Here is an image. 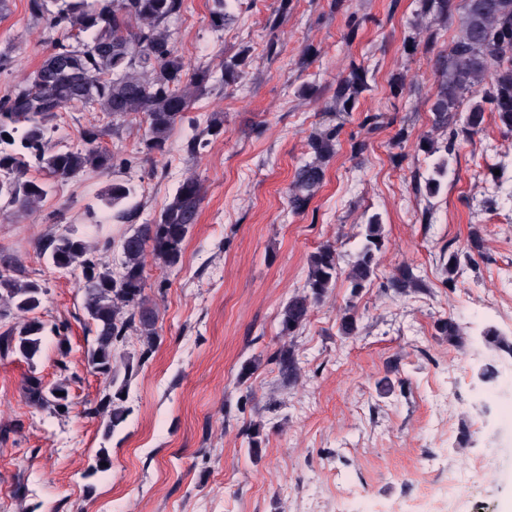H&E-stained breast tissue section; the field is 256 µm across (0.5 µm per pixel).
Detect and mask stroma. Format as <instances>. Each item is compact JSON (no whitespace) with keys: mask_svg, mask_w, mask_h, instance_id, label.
Segmentation results:
<instances>
[{"mask_svg":"<svg viewBox=\"0 0 512 512\" xmlns=\"http://www.w3.org/2000/svg\"><path fill=\"white\" fill-rule=\"evenodd\" d=\"M243 0L222 30L213 0H184L172 40L187 62L220 70L248 51L237 86L214 85L173 129L164 155H146V124L74 106L48 126L49 143L82 148L96 126L113 166L53 184L35 208L0 207V267L46 289L39 311L50 330L35 363L0 356V512H396L436 498L456 469L463 512L512 507V358L487 348L486 327L512 337V132L493 113L468 138L434 128L437 79L428 54L403 49L421 33L434 50L460 31V6L447 20L422 15L419 0ZM46 19L29 0L0 11V96L33 76L51 51ZM315 55H308V48ZM367 87L353 111L329 112L350 63ZM380 117L379 128L365 117ZM218 119L224 133L196 154L183 146ZM339 126L335 156L303 214L288 206L296 168L311 157L312 132ZM453 142L439 194L425 181L434 156L423 142ZM203 187L196 224L172 268L147 260L145 294L159 339L142 357L129 337L114 368L125 380L126 421L104 438L95 408L106 381L87 363L93 341L77 275L44 251L53 236L83 237L102 264L119 270L118 242L152 222L184 178ZM131 183L133 221L100 223L112 181ZM385 228L372 282L352 293L345 279L318 301L307 326L281 336L278 313L302 291L309 257L335 244L350 263L371 216ZM462 257L447 285L449 248ZM421 289L393 293L401 265ZM357 335H339L346 307ZM455 319L469 339L449 343L437 320ZM293 342L298 378L282 382L272 355ZM258 368L242 377L248 362ZM494 365L499 379L479 372ZM64 382L71 407L59 416L29 405L30 372ZM259 428L261 447L248 434ZM109 471L91 474L100 448ZM493 466L467 482L486 449Z\"/></svg>","mask_w":512,"mask_h":512,"instance_id":"stroma-1","label":"stroma"}]
</instances>
